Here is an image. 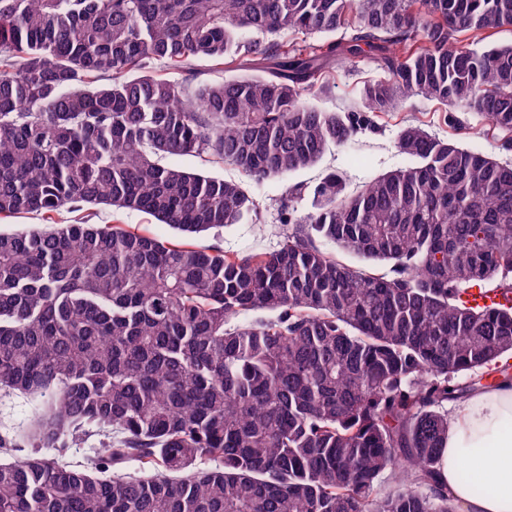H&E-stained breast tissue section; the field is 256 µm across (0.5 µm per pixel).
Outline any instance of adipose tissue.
I'll use <instances>...</instances> for the list:
<instances>
[{
    "label": "adipose tissue",
    "mask_w": 512,
    "mask_h": 512,
    "mask_svg": "<svg viewBox=\"0 0 512 512\" xmlns=\"http://www.w3.org/2000/svg\"><path fill=\"white\" fill-rule=\"evenodd\" d=\"M440 473L460 512H512V385L452 406Z\"/></svg>",
    "instance_id": "adipose-tissue-1"
}]
</instances>
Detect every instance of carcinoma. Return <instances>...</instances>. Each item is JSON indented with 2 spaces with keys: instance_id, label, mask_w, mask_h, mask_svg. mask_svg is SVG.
I'll return each instance as SVG.
<instances>
[{
  "instance_id": "carcinoma-1",
  "label": "carcinoma",
  "mask_w": 512,
  "mask_h": 512,
  "mask_svg": "<svg viewBox=\"0 0 512 512\" xmlns=\"http://www.w3.org/2000/svg\"><path fill=\"white\" fill-rule=\"evenodd\" d=\"M503 25L512 0H0V218L240 224L257 203L239 183L161 159L261 184L413 95L512 146V44L458 42ZM359 57L387 74L361 108L305 99ZM200 61L237 75L194 86ZM397 144L406 164L356 194L334 170L289 187L270 252L114 224L0 232V390L35 402L0 435L27 449L0 463V512H458L438 479L448 405L512 381V303L465 300L512 294V165L414 124ZM91 432L101 447L65 461Z\"/></svg>"
}]
</instances>
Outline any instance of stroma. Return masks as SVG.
Here are the masks:
<instances>
[{
    "label": "stroma",
    "mask_w": 512,
    "mask_h": 512,
    "mask_svg": "<svg viewBox=\"0 0 512 512\" xmlns=\"http://www.w3.org/2000/svg\"><path fill=\"white\" fill-rule=\"evenodd\" d=\"M383 73L369 60L353 59L344 67L323 74L322 84L329 91L320 98L321 106L345 112L360 102V92L367 82L381 79ZM458 124L448 122V108L435 101L413 96L405 104L386 112L373 115L374 129L357 134L344 145L331 148L315 166L293 175L291 180L271 179L263 184H254L237 168L227 164H205L192 156L169 157V164L183 169L223 177L242 185L258 202L260 219L257 223L236 224L223 230L221 236L205 232L195 237L199 246L219 245L225 252L237 255L260 253L277 248L281 237L277 201L287 182L315 185L331 170L342 173L347 193H356L374 178L403 166L405 158L398 151L396 140L399 131L407 124H417L431 135L448 139L458 144L481 151L498 161L512 163V150L503 149L505 132L487 119L465 110H458ZM56 224H72L81 220L91 224H119L152 237L169 241H181V234L170 225L153 217L139 213L109 209H83L78 212H62L45 218L36 214H18L0 219V230L37 227L45 221Z\"/></svg>",
    "instance_id": "1"
}]
</instances>
